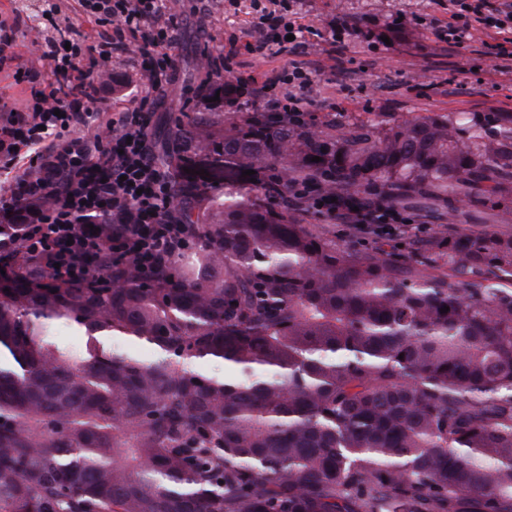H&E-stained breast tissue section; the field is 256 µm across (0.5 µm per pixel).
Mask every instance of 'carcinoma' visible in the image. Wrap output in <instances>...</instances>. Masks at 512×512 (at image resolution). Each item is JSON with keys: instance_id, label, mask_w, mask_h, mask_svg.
<instances>
[{"instance_id": "1", "label": "carcinoma", "mask_w": 512, "mask_h": 512, "mask_svg": "<svg viewBox=\"0 0 512 512\" xmlns=\"http://www.w3.org/2000/svg\"><path fill=\"white\" fill-rule=\"evenodd\" d=\"M238 92L213 83L159 155L192 250L69 282L0 265V512H512V232L489 228L512 113L224 115ZM303 183L436 229L340 245Z\"/></svg>"}]
</instances>
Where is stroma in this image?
I'll return each mask as SVG.
<instances>
[{"instance_id":"obj_1","label":"stroma","mask_w":512,"mask_h":512,"mask_svg":"<svg viewBox=\"0 0 512 512\" xmlns=\"http://www.w3.org/2000/svg\"><path fill=\"white\" fill-rule=\"evenodd\" d=\"M179 42L173 54L178 81L167 92V105L150 116V138L174 128L188 111L200 75L203 52H223L229 43L241 51L233 75L240 93L231 114L253 112V81L300 64L311 73L307 95L316 120L349 124L392 115L405 119L430 112H512V61L485 53L490 30L476 28L464 45L438 37L448 22V0H210L206 13H190L188 0H177ZM19 16L18 68H44L27 46L35 38L80 33L87 44L102 40L103 29L80 11L78 0H0V16ZM278 33L293 29L297 53L245 51L259 21ZM138 54L112 55V76L100 81L98 96L119 111L140 95Z\"/></svg>"}]
</instances>
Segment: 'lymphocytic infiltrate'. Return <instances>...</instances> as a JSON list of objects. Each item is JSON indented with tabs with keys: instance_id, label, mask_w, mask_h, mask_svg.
I'll return each instance as SVG.
<instances>
[{
	"instance_id": "f902f5d3",
	"label": "lymphocytic infiltrate",
	"mask_w": 512,
	"mask_h": 512,
	"mask_svg": "<svg viewBox=\"0 0 512 512\" xmlns=\"http://www.w3.org/2000/svg\"><path fill=\"white\" fill-rule=\"evenodd\" d=\"M446 35L459 45L472 24L512 33V0H498L485 11L484 0H449ZM84 15L111 26L115 36L96 45L83 40H33L30 52L47 61L44 71L18 69L16 81L30 89L26 111L0 109V170L12 180L0 186V224H22L15 246L33 256L54 278H83L105 257L131 258L151 265L165 254L189 247L180 223L171 183L155 163L148 135V113L165 106L166 88L177 80L172 50L178 13L169 0H81ZM134 44L146 78L137 104L98 126L91 111L102 110L97 82L112 64L113 50ZM309 72L295 66L265 77L252 94L276 112L307 111L302 91ZM297 84V95L279 96L281 84ZM116 224L111 243L92 226Z\"/></svg>"
}]
</instances>
